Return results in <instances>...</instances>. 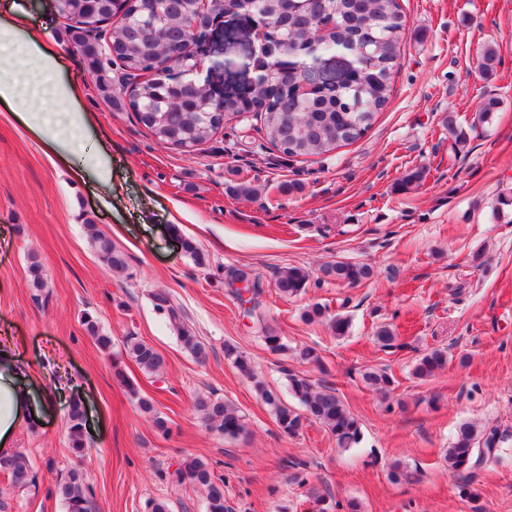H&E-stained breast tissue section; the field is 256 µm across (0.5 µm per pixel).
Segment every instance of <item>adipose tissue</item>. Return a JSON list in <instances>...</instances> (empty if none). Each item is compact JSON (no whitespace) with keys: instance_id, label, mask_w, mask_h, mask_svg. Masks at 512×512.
Instances as JSON below:
<instances>
[{"instance_id":"ef3b65f1","label":"adipose tissue","mask_w":512,"mask_h":512,"mask_svg":"<svg viewBox=\"0 0 512 512\" xmlns=\"http://www.w3.org/2000/svg\"><path fill=\"white\" fill-rule=\"evenodd\" d=\"M83 93V85L64 74L56 41L32 24L18 0H0V103L16 108L48 159L79 151L88 138V121L77 110ZM26 406L13 382L0 380L1 448L10 445Z\"/></svg>"}]
</instances>
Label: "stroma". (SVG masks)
I'll return each instance as SVG.
<instances>
[{
  "label": "stroma",
  "mask_w": 512,
  "mask_h": 512,
  "mask_svg": "<svg viewBox=\"0 0 512 512\" xmlns=\"http://www.w3.org/2000/svg\"><path fill=\"white\" fill-rule=\"evenodd\" d=\"M20 3L59 43L66 76L86 83L78 109L93 125L88 144L108 145L123 191L102 207L99 187L72 174L80 156L49 161L32 134L0 117V337H12L30 404L45 415L36 429L18 423L11 442L29 457L38 487L19 491L0 478V512H65L51 489L57 473L77 462L95 512H146L150 498L169 499L173 512H205L203 489L168 478L186 457L223 477L231 512H315L317 493L328 512H348L351 502L357 512H512V211L493 213L498 195L512 190V0H400L403 55L391 98L362 139L322 161L288 159L261 147L256 133L233 144L220 132L191 152L167 148L91 82L52 0ZM488 43L501 49L489 77L478 60ZM489 95L501 105L482 123L477 109ZM450 111L465 146L442 127ZM429 162L422 186L396 189L399 177ZM242 181L258 187V197L227 194V185ZM293 181L301 191L282 192ZM173 222L179 235L170 232ZM95 230L125 251L129 275L105 269L90 243ZM185 237L206 254L207 267L185 254ZM33 256L48 282L39 302L29 285ZM342 259L371 265L374 278L354 287L323 283L291 298L274 287L277 269ZM228 265L259 280L287 351L268 350L227 294ZM159 291L208 345L205 362L154 311ZM313 302L344 306L346 336L302 320ZM86 312L111 334V351L86 333ZM383 323L400 350L377 346L374 330ZM130 332L162 355L159 376L126 355ZM228 344L250 356L280 395L288 393L289 371L329 383L360 420L362 443L337 448L315 422L297 436L283 433L225 358ZM308 345L321 365L301 359ZM431 348L447 349L448 365L422 381L413 366ZM367 367L394 375L389 399L365 386ZM127 379L168 417L169 433L140 413ZM200 394L237 406L246 433L207 430L193 408ZM76 398L93 443L80 460L69 447ZM464 422H492L507 435L499 460L474 476L452 472L445 459ZM396 460L408 465L410 481L389 480Z\"/></svg>",
  "instance_id": "35a3bbf8"
}]
</instances>
